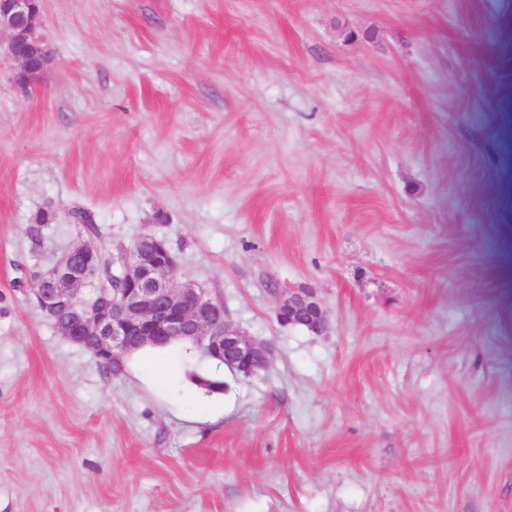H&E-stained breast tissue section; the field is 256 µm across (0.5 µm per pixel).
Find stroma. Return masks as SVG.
Segmentation results:
<instances>
[{
	"label": "stroma",
	"instance_id": "1",
	"mask_svg": "<svg viewBox=\"0 0 512 512\" xmlns=\"http://www.w3.org/2000/svg\"><path fill=\"white\" fill-rule=\"evenodd\" d=\"M43 34L37 91L0 68V512H512V0H44ZM78 211L267 369L60 336L28 295ZM278 319L301 325L307 331L321 334L327 328V313L316 293L308 288H288L275 298Z\"/></svg>",
	"mask_w": 512,
	"mask_h": 512
}]
</instances>
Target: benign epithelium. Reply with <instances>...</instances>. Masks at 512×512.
<instances>
[{
	"label": "benign epithelium",
	"mask_w": 512,
	"mask_h": 512,
	"mask_svg": "<svg viewBox=\"0 0 512 512\" xmlns=\"http://www.w3.org/2000/svg\"><path fill=\"white\" fill-rule=\"evenodd\" d=\"M44 0H0V60L11 62V81L23 95L39 83L46 58L32 63L30 51L46 43ZM98 248L85 243L56 254L52 264L33 275L30 300L57 333L112 363L120 372L124 358L146 345L191 338L207 357L249 377L268 367L270 348L224 319V310L204 289L176 277V258L166 242L152 235L122 249V288L105 292L97 276ZM97 283L99 292L82 296ZM276 316L307 331L321 334L327 313L316 293L290 288L275 298Z\"/></svg>",
	"instance_id": "obj_1"
}]
</instances>
